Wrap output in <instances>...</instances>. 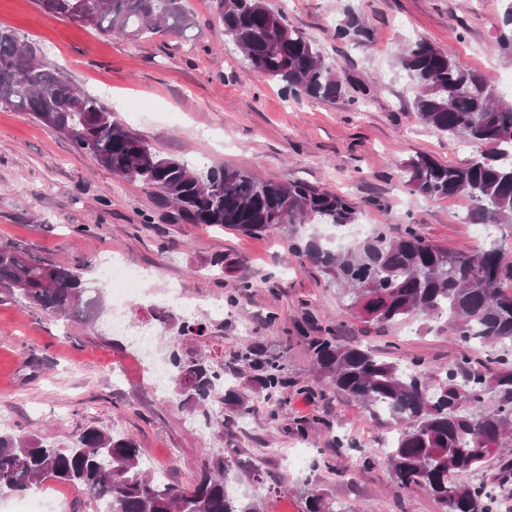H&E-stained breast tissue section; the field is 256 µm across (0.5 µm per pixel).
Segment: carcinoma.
Masks as SVG:
<instances>
[{
	"instance_id": "cac0c4a2",
	"label": "carcinoma",
	"mask_w": 512,
	"mask_h": 512,
	"mask_svg": "<svg viewBox=\"0 0 512 512\" xmlns=\"http://www.w3.org/2000/svg\"><path fill=\"white\" fill-rule=\"evenodd\" d=\"M90 26L102 36L147 38L160 29L183 32L192 25L183 0H96ZM224 36L257 73L296 95L334 100L343 82L315 44L265 0H211ZM401 67L417 88L413 106L422 123L461 136L480 149L465 166L443 165L427 155L400 164L411 192L430 198L465 196L469 222L500 230L485 245L455 251L425 237L411 224L393 235L380 225L343 252L310 240L304 251L317 271L336 287L342 311L380 324L416 316L444 319L461 345L460 356L441 370L413 361L381 357L335 336L310 340L309 351L329 392L362 403L395 435L384 463L397 485L423 490L442 512H501L512 499V463L496 481L469 483L464 476L485 471L497 449L512 443V99L487 78L462 67L451 53L417 40L407 44ZM0 106L30 113L48 130L68 135L76 147L113 174L157 186L174 205L176 219L258 235L277 224L314 221L346 227L356 207L346 197L302 181H258L232 168L200 171L165 156L113 120L97 100L49 69L17 31L0 27ZM78 268L36 257L14 244H0V295L48 315L90 322L98 298ZM183 325L173 334L168 382L180 404L202 414L224 434L223 451L206 458L192 485L180 489L140 468V448L131 437L87 426L61 445L47 435L0 428V492L25 493L51 480L76 486L105 512H265L264 497L245 496L243 479L264 483L256 463L238 459L235 435L210 413L224 388V403L239 415L249 411L246 394L224 378V365L199 354L193 366L183 353ZM483 351L485 368L473 367ZM241 370L266 391L270 417L288 406L283 366L260 358L253 346L236 354ZM305 512H352L318 490L305 496Z\"/></svg>"
}]
</instances>
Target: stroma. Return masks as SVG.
I'll return each mask as SVG.
<instances>
[{
  "label": "stroma",
  "instance_id": "35a3bbf8",
  "mask_svg": "<svg viewBox=\"0 0 512 512\" xmlns=\"http://www.w3.org/2000/svg\"><path fill=\"white\" fill-rule=\"evenodd\" d=\"M309 37L335 68L346 94L333 101L286 94L254 72L228 41L210 0H184L194 18L185 32L162 30L137 41L104 37L89 26L45 13L36 0H0V26L17 30L50 66L95 95L163 155L198 167L230 166L261 181L301 180L349 197L357 223L411 224L457 251L483 242L463 197L411 194L398 165L424 154L462 166L478 155L462 139L425 126L413 109L415 87L398 56L423 39L453 52L461 66L492 84L512 72L500 48L512 0H266ZM356 20L359 31L340 36ZM163 194L119 177L30 114L0 107V243L81 268L103 298L95 324L50 317L0 302V427L51 432L61 443L89 425L133 437L143 470L189 486L204 459L223 448L215 429L199 432L169 385H154L145 356L112 330V302L99 264L113 256L145 272L127 309L128 327L154 322L178 289L204 326L189 343L236 373L251 411L223 402L213 409L237 435L239 457L260 464L266 512H303V495L321 490L355 512H440L422 490L392 480L382 450L391 437L360 403L318 397L325 383L307 348L311 319L346 341L430 370L459 355L442 321L416 317L379 325L340 311L335 287L292 249L299 240L335 239L322 224H282L260 235L203 224H176ZM228 266L212 274L210 262ZM261 346L291 381L288 412L270 422L260 387L238 371L234 355ZM316 420L306 433L299 421ZM332 431L322 428V421ZM33 497L53 512H96L83 491L48 481Z\"/></svg>",
  "mask_w": 512,
  "mask_h": 512
}]
</instances>
